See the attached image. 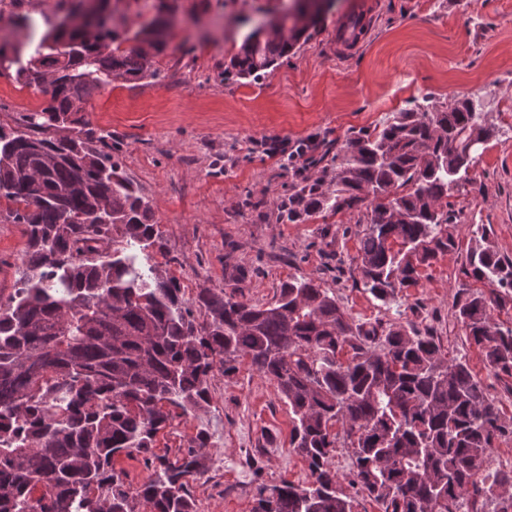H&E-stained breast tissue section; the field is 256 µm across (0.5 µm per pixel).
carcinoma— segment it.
<instances>
[{
	"label": "carcinoma",
	"instance_id": "carcinoma-1",
	"mask_svg": "<svg viewBox=\"0 0 512 512\" xmlns=\"http://www.w3.org/2000/svg\"><path fill=\"white\" fill-rule=\"evenodd\" d=\"M314 21L303 3L246 35L224 74L273 67ZM16 29L30 35L29 59L0 42V61L49 101L0 125V203L26 237L17 288L0 297V512H197L190 483L204 472L209 436L198 432L174 461L154 453L156 437L209 406L214 370L227 375L244 360L277 383L290 445L311 476L304 486H259L255 512H355L330 465L336 426L352 438L349 485L383 512H461L479 500L512 512V471L481 472L512 427L433 331L357 323L315 276L288 279L265 304L201 288L202 320L194 316L180 281L155 261L164 245L149 201L85 113L114 81L158 78L150 57L164 46L159 35L141 30L135 45L112 49L106 27L56 24L39 39L25 20ZM495 136L468 98L444 107L425 97L382 128L345 137L336 154L326 149L321 176L296 184L277 217L296 223L370 201L357 232L360 281L388 307L420 267L458 249L443 201L469 182L470 144ZM479 229L486 245L470 250L464 275L494 288L469 291L456 319L487 364L512 377V327L492 318L512 301V261ZM133 453L151 471L135 493L114 467Z\"/></svg>",
	"mask_w": 512,
	"mask_h": 512
}]
</instances>
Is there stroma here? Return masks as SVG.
Listing matches in <instances>:
<instances>
[{"mask_svg":"<svg viewBox=\"0 0 512 512\" xmlns=\"http://www.w3.org/2000/svg\"><path fill=\"white\" fill-rule=\"evenodd\" d=\"M76 2L0 0V27L24 16L41 34ZM360 2L334 0L294 52L240 79L224 68L243 38L293 0H107L119 37L166 20L165 47L151 59L157 81L113 82L89 100L87 117L111 134L113 155L150 201L173 259L167 270L187 300L202 288L233 293L236 267L248 273L245 298L258 304L290 277H320L355 321L434 328L448 359L468 362L511 425L512 377L470 343L455 303L461 289L480 287L463 273L480 241L475 225H490L492 245L512 259V0H374L357 49L338 52L336 26ZM426 95L443 105L472 99L498 136L477 152L469 183L448 196L458 250L422 268L395 311L356 283L365 208L295 224L277 219L274 203L296 179L266 148L370 132ZM45 103L14 71L0 73V124ZM25 247L21 226L0 205V296L15 288ZM209 387L210 406L175 418L154 448L173 460L198 431L211 435L206 470L190 487L198 512H254L259 485L308 483L275 381L242 362L231 374L215 372Z\"/></svg>","mask_w":512,"mask_h":512,"instance_id":"35a3bbf8","label":"stroma"}]
</instances>
